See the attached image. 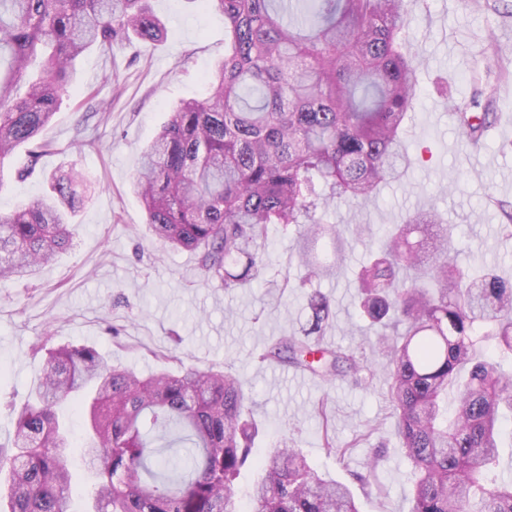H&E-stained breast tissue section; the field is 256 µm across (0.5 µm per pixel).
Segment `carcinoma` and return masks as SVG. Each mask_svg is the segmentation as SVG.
I'll return each instance as SVG.
<instances>
[{
  "label": "carcinoma",
  "mask_w": 512,
  "mask_h": 512,
  "mask_svg": "<svg viewBox=\"0 0 512 512\" xmlns=\"http://www.w3.org/2000/svg\"><path fill=\"white\" fill-rule=\"evenodd\" d=\"M224 14V59L202 100L183 102L141 156L132 187L146 223L172 249L199 256L209 282L249 283L266 268L267 225L298 227L304 276L334 275L341 230L323 219L339 203L376 198L406 175V124L418 100L419 52L400 38L404 0H198ZM150 0H0V170L39 142L68 92L73 62L133 38L158 41ZM473 72L512 74V48L493 29ZM495 89L474 86L453 116L478 147L493 125L477 113ZM84 177L49 176V194L0 214V280L29 276L73 245ZM512 239V202L489 197ZM433 208L383 230L356 274L363 314L391 332L377 345L402 451L411 512H512V476L496 473L499 424L512 413V280L459 263ZM305 325L263 359L359 384L375 373L350 349L323 347L330 299L304 292ZM494 342L498 357L477 358ZM86 411L80 444L99 482L93 512H239L236 481L251 462L254 423L240 379L188 369L148 376L113 366L94 347L47 352L31 401L16 412L12 450L0 448L8 497L0 512H71V445L55 408ZM249 512H360L350 487L317 472L284 437L257 460Z\"/></svg>",
  "instance_id": "cac0c4a2"
}]
</instances>
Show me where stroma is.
Returning <instances> with one entry per match:
<instances>
[{
	"label": "stroma",
	"mask_w": 512,
	"mask_h": 512,
	"mask_svg": "<svg viewBox=\"0 0 512 512\" xmlns=\"http://www.w3.org/2000/svg\"><path fill=\"white\" fill-rule=\"evenodd\" d=\"M408 2L411 18L402 35L423 59L406 133L415 164L357 215L343 204L327 218L343 229L353 219L376 232L432 205L455 226L459 261L496 265L512 279V240L498 236L502 217L489 202L493 196L512 201V95L502 97L498 119L476 154L461 147L449 110L450 101L470 93L472 60L485 31L495 29L512 46V17L469 9L460 0ZM150 5L166 25L164 40L135 39L108 55L92 49L80 56L69 94L42 132L52 151L32 176L17 173L26 159L22 150L0 172L2 213L46 192L45 177L58 168H77L93 182L74 220L72 249L33 279L0 281V447L10 448L14 411L27 403L41 376L44 358L32 355V347L42 341L89 345L143 375L214 367L238 376L261 429L256 457L284 430L319 472L346 482L363 469L374 446L383 445L380 489L359 494L360 510L410 512L409 463L385 376L359 386L326 382L262 358L304 320L298 289L284 284L298 275L294 229L270 225L264 280L229 291L205 280L195 252L153 239L130 184L142 149L172 108L206 96V76L224 56V16L198 0ZM93 90L106 107L100 117L88 113ZM88 134L96 137L95 147L83 146ZM364 259V245L351 240L345 267L336 278L318 281L335 312L321 343L354 350L378 367L383 358L373 346L376 328L357 309L355 275ZM374 424L380 437L352 447L344 459L327 455L326 438L350 443Z\"/></svg>",
	"instance_id": "obj_1"
}]
</instances>
